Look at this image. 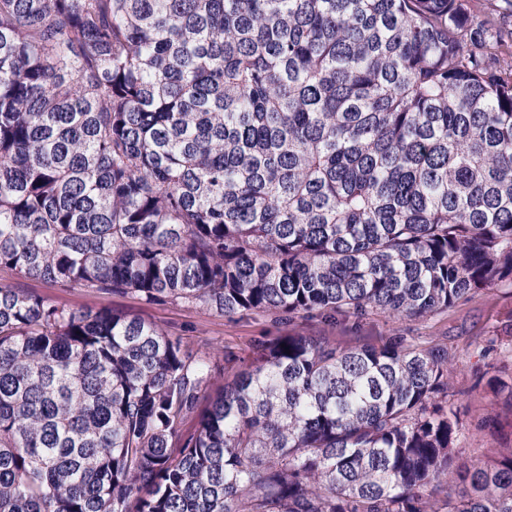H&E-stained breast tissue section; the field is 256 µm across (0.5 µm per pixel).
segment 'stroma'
<instances>
[{
    "label": "stroma",
    "instance_id": "35a3bbf8",
    "mask_svg": "<svg viewBox=\"0 0 512 512\" xmlns=\"http://www.w3.org/2000/svg\"><path fill=\"white\" fill-rule=\"evenodd\" d=\"M14 285L72 309L95 311L109 308L141 317L172 334L182 336L194 349L207 342L213 343L218 350L228 344L245 356L250 353L255 340L278 335L282 330L281 325L275 324L271 317L261 314L230 320L198 307L171 303L147 304L129 296L106 295L41 280L18 277ZM511 313L512 300L497 293L479 295L446 314L421 323L418 332L424 337L448 343L456 354L455 381L462 386L470 380L476 352L487 344L490 322Z\"/></svg>",
    "mask_w": 512,
    "mask_h": 512
}]
</instances>
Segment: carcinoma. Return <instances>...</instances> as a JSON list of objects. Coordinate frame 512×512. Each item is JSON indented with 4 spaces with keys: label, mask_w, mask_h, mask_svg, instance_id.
Listing matches in <instances>:
<instances>
[{
    "label": "carcinoma",
    "mask_w": 512,
    "mask_h": 512,
    "mask_svg": "<svg viewBox=\"0 0 512 512\" xmlns=\"http://www.w3.org/2000/svg\"><path fill=\"white\" fill-rule=\"evenodd\" d=\"M15 276L289 329L194 353ZM505 287L512 0H0V512H512V421L460 447L512 376L295 328Z\"/></svg>",
    "instance_id": "1"
}]
</instances>
